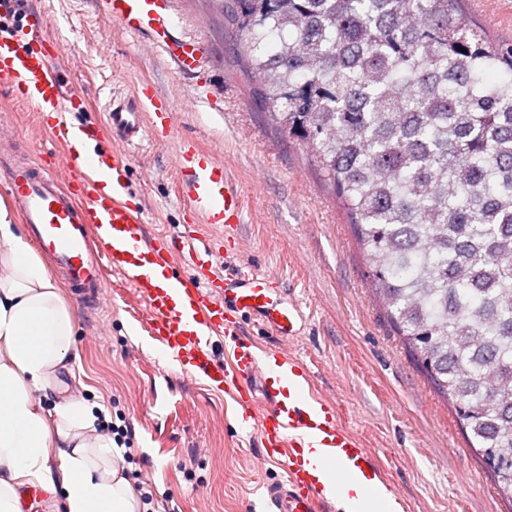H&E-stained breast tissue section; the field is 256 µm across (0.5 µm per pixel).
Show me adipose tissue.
I'll return each instance as SVG.
<instances>
[{
    "label": "adipose tissue",
    "instance_id": "adipose-tissue-1",
    "mask_svg": "<svg viewBox=\"0 0 512 512\" xmlns=\"http://www.w3.org/2000/svg\"><path fill=\"white\" fill-rule=\"evenodd\" d=\"M74 313L42 258L0 210V512L31 486L55 512H139L135 489L95 403L71 393L45 407L72 357Z\"/></svg>",
    "mask_w": 512,
    "mask_h": 512
}]
</instances>
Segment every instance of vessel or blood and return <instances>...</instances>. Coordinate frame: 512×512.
Listing matches in <instances>:
<instances>
[{
    "label": "vessel or blood",
    "instance_id": "obj_1",
    "mask_svg": "<svg viewBox=\"0 0 512 512\" xmlns=\"http://www.w3.org/2000/svg\"><path fill=\"white\" fill-rule=\"evenodd\" d=\"M15 9V0H0V16L13 20L0 37V83L33 110L54 115L43 127L48 160H0V182L31 239L81 299H100L105 271L119 276L142 299L149 335L255 420L266 459L286 468L284 480L265 488L270 512H329L361 476L369 481L362 496L379 500L372 481L385 478V469L340 423L333 403L315 395L304 367L238 331L246 316L281 336L299 335L300 328L278 276L249 268L224 277L213 272L218 258L235 255L244 213L223 166L190 144L176 157L189 213L194 221L223 225L225 249L189 230L177 240L148 235L127 203L124 149L140 143L148 129L171 126L172 106L145 88L131 99L112 98L107 124L120 144L94 146L90 128L72 119L84 99L79 90L63 88L59 44L43 26L13 19ZM98 10L104 22L170 49L180 71L201 67L199 43L172 31L170 0H98ZM179 262L186 273L175 274Z\"/></svg>",
    "mask_w": 512,
    "mask_h": 512
}]
</instances>
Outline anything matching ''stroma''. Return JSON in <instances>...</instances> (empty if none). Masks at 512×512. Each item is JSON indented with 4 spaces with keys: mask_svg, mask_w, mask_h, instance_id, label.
Returning <instances> with one entry per match:
<instances>
[{
    "mask_svg": "<svg viewBox=\"0 0 512 512\" xmlns=\"http://www.w3.org/2000/svg\"><path fill=\"white\" fill-rule=\"evenodd\" d=\"M63 50L68 87L93 122L113 95L151 86L174 104L165 144L129 149L132 193L152 234L180 236L186 211L175 154L189 141L210 151L237 184L245 222L236 264L277 275L305 316L301 335L283 337L245 319V336L294 355L315 393L370 448L406 497L410 512H512L484 462L468 446L457 413L431 385L375 301L370 270L349 218L309 157L256 105L240 36L216 0H172L176 34L207 50L203 72H176L167 51L121 25L103 22L95 0H28ZM463 14L489 41L512 44V0H463ZM49 146L36 112L0 86V157L39 158ZM110 306L76 300L77 352L70 389L125 418L135 430L140 472L156 486L158 512H260L266 484L285 468L265 461L253 422L231 399L188 375L152 341L144 304L116 275Z\"/></svg>",
    "mask_w": 512,
    "mask_h": 512,
    "instance_id": "stroma-1",
    "label": "stroma"
}]
</instances>
